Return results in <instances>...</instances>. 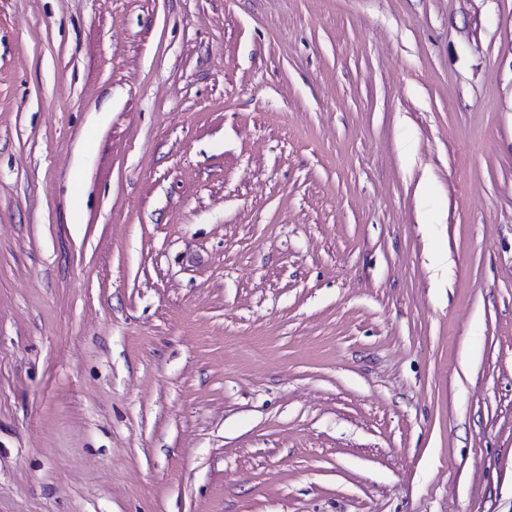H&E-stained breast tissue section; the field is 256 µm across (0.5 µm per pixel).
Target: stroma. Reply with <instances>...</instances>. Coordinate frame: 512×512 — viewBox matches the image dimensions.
<instances>
[{
    "instance_id": "1",
    "label": "stroma",
    "mask_w": 512,
    "mask_h": 512,
    "mask_svg": "<svg viewBox=\"0 0 512 512\" xmlns=\"http://www.w3.org/2000/svg\"><path fill=\"white\" fill-rule=\"evenodd\" d=\"M0 512H512V0H0Z\"/></svg>"
}]
</instances>
